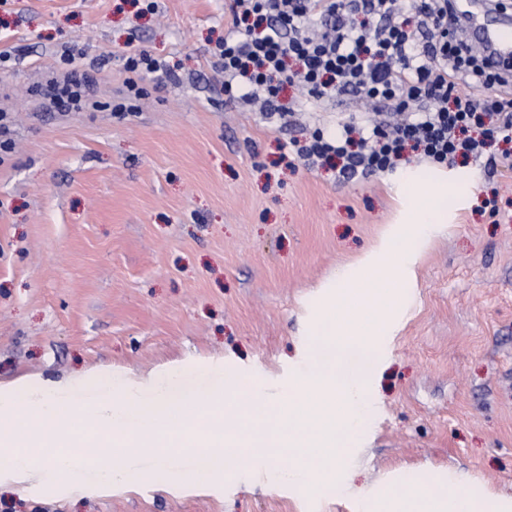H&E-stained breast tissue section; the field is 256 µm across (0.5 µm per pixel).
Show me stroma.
Masks as SVG:
<instances>
[{"instance_id":"stroma-1","label":"stroma","mask_w":512,"mask_h":512,"mask_svg":"<svg viewBox=\"0 0 512 512\" xmlns=\"http://www.w3.org/2000/svg\"><path fill=\"white\" fill-rule=\"evenodd\" d=\"M225 0H0V384L95 373L143 396L207 395L226 378L276 393L306 367L316 285L383 233L387 175L338 182L289 139L333 133L337 102L268 120L224 95L211 49ZM148 49L176 74L146 77L119 112L123 59ZM94 79L92 106L39 93L64 50ZM473 203L417 269L415 303L380 344L377 410L360 437L362 490L399 469L451 470L512 496V168L474 169ZM497 195L498 214L484 201ZM0 512H358L313 486L129 479L81 489L0 479Z\"/></svg>"}]
</instances>
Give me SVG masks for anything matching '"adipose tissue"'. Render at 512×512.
<instances>
[{
	"mask_svg": "<svg viewBox=\"0 0 512 512\" xmlns=\"http://www.w3.org/2000/svg\"><path fill=\"white\" fill-rule=\"evenodd\" d=\"M411 494H404V487ZM363 512H512V497L490 495L486 490L470 488L457 491L445 474L403 470L394 483L368 495Z\"/></svg>",
	"mask_w": 512,
	"mask_h": 512,
	"instance_id": "adipose-tissue-1",
	"label": "adipose tissue"
}]
</instances>
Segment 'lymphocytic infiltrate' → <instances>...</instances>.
Returning <instances> with one entry per match:
<instances>
[{"mask_svg":"<svg viewBox=\"0 0 512 512\" xmlns=\"http://www.w3.org/2000/svg\"><path fill=\"white\" fill-rule=\"evenodd\" d=\"M223 41L212 51L224 94L284 115L285 86L325 101L348 94L396 114V121L349 117L336 135L315 130L290 139L309 165L340 160V180L394 169L406 150L438 164L464 160L495 173L486 139L512 142V61L489 68L483 49L455 39L454 0H230ZM130 72L121 112L136 111L138 77L170 76L147 50L127 55ZM49 106L81 109L91 102L86 73L49 79Z\"/></svg>","mask_w":512,"mask_h":512,"instance_id":"f902f5d3","label":"lymphocytic infiltrate"}]
</instances>
